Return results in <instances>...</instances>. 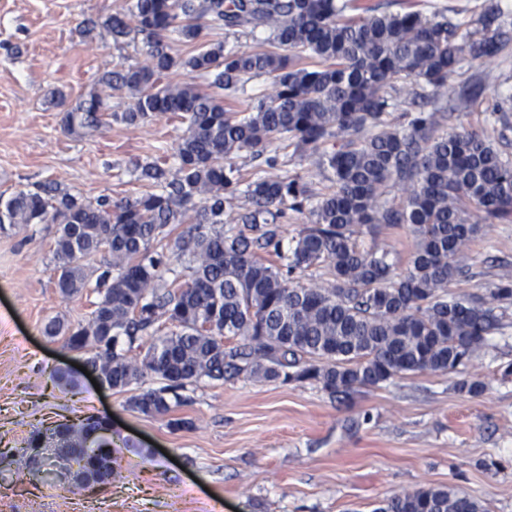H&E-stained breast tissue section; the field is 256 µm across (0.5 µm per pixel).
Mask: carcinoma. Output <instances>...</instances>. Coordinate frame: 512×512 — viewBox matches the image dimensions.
<instances>
[{
  "mask_svg": "<svg viewBox=\"0 0 512 512\" xmlns=\"http://www.w3.org/2000/svg\"><path fill=\"white\" fill-rule=\"evenodd\" d=\"M103 29L114 44L142 43L150 63L121 61L99 79L133 104L112 120L133 125L168 114L186 125L169 157L136 162L149 191L86 203L55 182L0 201L6 224H56L58 293L94 282L100 300L67 345L87 350V369L111 390L150 373L164 386L130 398L165 415L178 391L206 376L313 381L331 398L421 372L452 373L500 327L512 304V270L485 297L448 299V284L475 276L462 257L479 221L512 217V97L487 106L481 130H443L446 109L428 107L449 78L497 58L509 41L500 0L457 22L418 2L385 12L363 0H126ZM205 29L266 30V48L200 42ZM182 66L209 90L168 79ZM272 90L257 102L224 99L254 76ZM411 108L388 116L404 85ZM104 99L92 93L66 112L64 128L101 126ZM293 148L292 154L284 150ZM259 161L246 176L235 158ZM312 157L332 183L318 195L295 157ZM400 196L393 197L394 191ZM310 222L283 247L287 211ZM240 228L224 229L226 221ZM192 228L171 236V227ZM406 226L414 249L403 273L366 244L379 226ZM111 260L91 277L84 261ZM186 279L166 287L174 264ZM327 280L303 283L306 272ZM235 339L237 344L227 345ZM139 349L140 358L127 352ZM60 448L75 479L112 476L116 449L102 421L63 423L24 449L39 477L36 448ZM373 512H483L451 487L395 494Z\"/></svg>",
  "mask_w": 512,
  "mask_h": 512,
  "instance_id": "1",
  "label": "carcinoma"
}]
</instances>
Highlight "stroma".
I'll return each instance as SVG.
<instances>
[{
    "instance_id": "obj_1",
    "label": "stroma",
    "mask_w": 512,
    "mask_h": 512,
    "mask_svg": "<svg viewBox=\"0 0 512 512\" xmlns=\"http://www.w3.org/2000/svg\"><path fill=\"white\" fill-rule=\"evenodd\" d=\"M124 0H0V198L54 181L88 202L136 197L135 162L174 153L184 128L158 114L128 126L107 98L103 125L70 133L66 109L97 90L123 60L146 64L134 47L87 20L105 22ZM475 100L459 110V95ZM512 93V45L505 58L476 62L448 81L438 101L448 128L485 127L488 99ZM52 224L0 230V512H373L392 495L449 486L487 512H512V311L501 329L456 372L415 373L337 401L311 382L248 374L200 378L169 414L147 416L131 394L159 388L144 376L131 391L96 390L80 369L85 353L49 336L54 318L87 322L99 296L65 299L55 287ZM466 257L473 278L452 297L485 295L512 266V218L485 224ZM70 371L75 385L59 384ZM479 380V395L461 391ZM109 417L117 450L109 481L86 488L32 481L22 454L32 430ZM185 421L175 431L170 421Z\"/></svg>"
}]
</instances>
